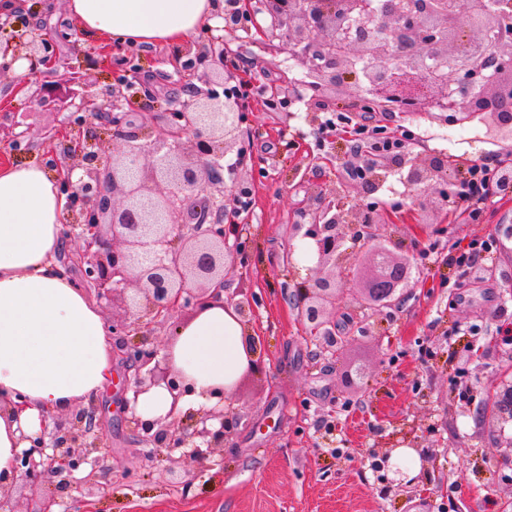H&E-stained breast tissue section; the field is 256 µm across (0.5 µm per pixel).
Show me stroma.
I'll return each mask as SVG.
<instances>
[{
    "label": "stroma",
    "mask_w": 512,
    "mask_h": 512,
    "mask_svg": "<svg viewBox=\"0 0 512 512\" xmlns=\"http://www.w3.org/2000/svg\"><path fill=\"white\" fill-rule=\"evenodd\" d=\"M69 26L65 0H23L15 16L0 14V44L12 47L0 58V165L58 163L56 137L69 131L72 110L41 104L36 93L70 74L95 90L121 84L126 112L152 111L145 142L164 132L165 102L176 90L166 47L105 48L86 34L67 37ZM268 27L263 18L229 33L217 23L196 38L223 36L228 69L252 85L242 132L254 195L240 216L246 230L224 296L250 303L242 322L257 338L258 369L240 377L230 400L238 422L224 462L202 471L178 450L143 460L111 386L94 398L104 433L101 491L74 489L57 512H512V426L501 431L479 415L496 383L512 380V194L495 192L477 221L449 206L427 217L419 209L426 190L389 173L374 195L394 216L380 240L402 241L415 286L390 309L361 302L369 261L345 239L351 269L341 283L346 343L338 355L320 353L289 297L316 275L313 257L289 253L311 198L340 193L349 206L366 203L342 184L355 141L329 127L332 114L382 126L393 139L410 132L413 153L445 155L453 197L458 169L512 166V141L491 133L483 115L451 123L438 111L369 112L351 87L312 97L300 59ZM34 36L46 39L49 61L21 83L14 65L26 52L18 44ZM132 66L138 79L123 82ZM482 241L486 249L460 265ZM477 345L485 356L474 362ZM401 448L417 453L419 478H397L387 457Z\"/></svg>",
    "instance_id": "obj_1"
}]
</instances>
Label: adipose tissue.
Listing matches in <instances>:
<instances>
[{"label": "adipose tissue", "instance_id": "obj_1", "mask_svg": "<svg viewBox=\"0 0 512 512\" xmlns=\"http://www.w3.org/2000/svg\"><path fill=\"white\" fill-rule=\"evenodd\" d=\"M68 16L115 46L184 43L214 23V0H66ZM65 197L40 164L0 167V486L15 479L26 437L69 412L112 377L100 310L55 263ZM233 308L214 305L179 325L172 365L192 387L182 410L216 404L255 353Z\"/></svg>", "mask_w": 512, "mask_h": 512}]
</instances>
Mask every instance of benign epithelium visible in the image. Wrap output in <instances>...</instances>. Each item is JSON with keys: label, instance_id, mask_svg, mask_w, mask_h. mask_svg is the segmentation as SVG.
<instances>
[{"label": "benign epithelium", "instance_id": "benign-epithelium-1", "mask_svg": "<svg viewBox=\"0 0 512 512\" xmlns=\"http://www.w3.org/2000/svg\"><path fill=\"white\" fill-rule=\"evenodd\" d=\"M377 23L368 0H256L252 10L269 14L271 28L296 50L315 73L317 87L340 91L355 63L364 86L384 103L408 111L439 105L457 116L484 114L512 135V22L487 8L485 0H468L465 12L455 0L436 10L429 0H379ZM175 72L183 76L201 69L224 70V39L205 45L177 44L170 49ZM230 73L201 89L191 83L167 99L164 138L141 142L124 112L118 86L79 94L71 124L77 134L60 142L69 163L58 168L59 186L72 216L70 237L76 250L64 251L81 269V283L93 288L98 300L121 301L136 320H112L116 337L113 357L132 379L123 398L130 422L147 447L170 451L188 449L199 467L209 466L215 450L237 417L220 407L182 415L178 404L187 393L184 378L160 353L147 328L162 325L183 309L197 314L221 302L224 273L235 259L229 238L242 228L224 223L230 212H242L252 195L250 180L233 170L224 179L223 160L243 152L242 112L245 105ZM111 113L113 152L97 142L95 121ZM407 169L405 182L432 190L422 207L433 212L448 202L445 157L417 155L410 163L400 149L375 145L352 150L344 170L349 185L370 197L385 174ZM302 238L312 240L317 264L329 275L297 286L292 299L320 352L336 353V310L342 302L338 282L346 278L348 258L343 232L371 248L370 276L362 298L379 308L398 305L403 285L411 279V264L393 249L372 247L381 225L390 223L370 202L347 209L321 194L304 213ZM156 386L169 392L167 417L145 420L133 404ZM493 419L512 424V383L491 398ZM95 410L77 412L71 426L40 436L17 458L16 472L32 494L45 478L56 479L51 503L69 495L70 477L81 465L99 463L102 443Z\"/></svg>", "mask_w": 512, "mask_h": 512}]
</instances>
